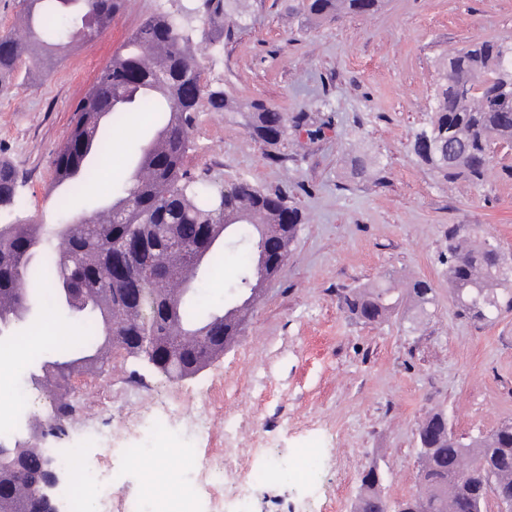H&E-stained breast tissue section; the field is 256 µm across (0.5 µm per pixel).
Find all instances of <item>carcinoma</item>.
Segmentation results:
<instances>
[{"mask_svg":"<svg viewBox=\"0 0 512 512\" xmlns=\"http://www.w3.org/2000/svg\"><path fill=\"white\" fill-rule=\"evenodd\" d=\"M124 0H22L23 28L0 37V94L10 90L20 63L45 73L65 49L53 39L68 36L90 39L103 30L120 10ZM312 20L333 14L370 15L382 0H301ZM245 0H203L208 37L224 39L226 20L239 16ZM82 12L96 19L89 31L72 25L71 13ZM186 12L165 11L147 17L132 34L127 52L112 57L97 83L75 106V121L55 153L54 177L49 191L61 188L54 210L62 215L54 232L44 224L20 216L0 225V319L20 326L27 322L29 305L49 300L73 327L79 340L60 342L45 349L46 357L69 365L83 374L101 371L112 350L126 345L128 336L158 332L172 357L162 371L179 378L203 368L200 336L186 342L184 333L207 328L220 321H238L224 315V307L203 303L198 297L199 274L210 272L224 257L222 241L209 240L203 270L189 258L173 251L158 231L168 224L173 232L183 224L224 228L237 224L241 257L238 281L231 291L253 280L258 256L254 226L287 224L284 237L290 246L303 217L285 196L261 190L247 181L224 185L208 178H194L182 171L189 142L187 119L197 111L198 98H208L216 111L236 112L238 107L224 91L200 82L198 52L187 27ZM441 81L426 125L415 135L413 151L435 176L479 184L488 170L489 145L493 140L512 142V43L482 41L445 55L439 61ZM149 114L155 127L150 141L140 135L138 121ZM307 114L290 120L282 112L261 103L251 106L247 130L256 141L271 138L282 144L288 128L308 122ZM111 127L131 130L135 139L129 151L148 178H129L119 187L102 185L103 172L112 161ZM18 174L14 166L0 161V212L17 209ZM135 195L136 207L127 223H114V213L124 199ZM125 236L146 240L145 265L166 276V283L188 279V293L171 288L147 300L158 307L173 306V315L158 312L146 316L122 304L123 282L112 273V242ZM499 247L488 241L471 244L456 233L448 234V286L461 312L475 321H490L503 310H512V273ZM414 307L422 314L434 303V289L424 280L407 289ZM342 307L363 323H379L397 307L392 288L376 283L354 288L341 296ZM55 382L40 389L53 401L48 416L61 421L59 400L66 378L52 372ZM426 445L419 448L421 491L401 502L399 512H477L484 509L486 495L495 485L512 490V428L504 424L489 435L465 444L448 431L444 413L434 412L419 427ZM18 454L40 457L58 470L52 458L35 443L15 447ZM13 495L0 500V512H21L31 498L30 484L11 476ZM355 512H387L380 485L362 484Z\"/></svg>","mask_w":512,"mask_h":512,"instance_id":"1","label":"carcinoma"}]
</instances>
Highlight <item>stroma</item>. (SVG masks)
Wrapping results in <instances>:
<instances>
[{
    "label": "stroma",
    "instance_id": "35a3bbf8",
    "mask_svg": "<svg viewBox=\"0 0 512 512\" xmlns=\"http://www.w3.org/2000/svg\"><path fill=\"white\" fill-rule=\"evenodd\" d=\"M174 3L125 0L96 39L70 44L53 70L0 97V160L23 182L24 217L44 222L52 214V160L77 101L144 19ZM192 39L202 83L219 84L238 109L193 113L185 170L282 191L304 222L286 265L223 354L173 378L118 351L103 373L71 378L76 413L41 445L81 449L107 474L122 470L112 512H124L156 462L124 470L117 455L137 447L140 425L175 401L180 412L168 434L192 437L199 499L216 493L235 506V474L220 487L206 475L217 453L238 465L265 452L289 460L314 446L324 458L318 488L256 487L255 512L303 501L308 512H353L373 467L395 505L420 488L418 427L429 413L443 412L464 442L512 422V311L491 322L461 314L448 292L447 251L454 227L512 256V144H491L478 186L437 179L411 146L428 119L437 60L471 43L512 41V0H385L374 14L321 22L298 0H248L229 40L210 43L199 21ZM254 101L291 117L319 111L326 126L318 135L290 130L270 154L247 133L245 109ZM356 156L370 163L366 177L353 172ZM405 270L431 283L429 316L413 321L406 304L365 324L343 310L342 291Z\"/></svg>",
    "mask_w": 512,
    "mask_h": 512
}]
</instances>
